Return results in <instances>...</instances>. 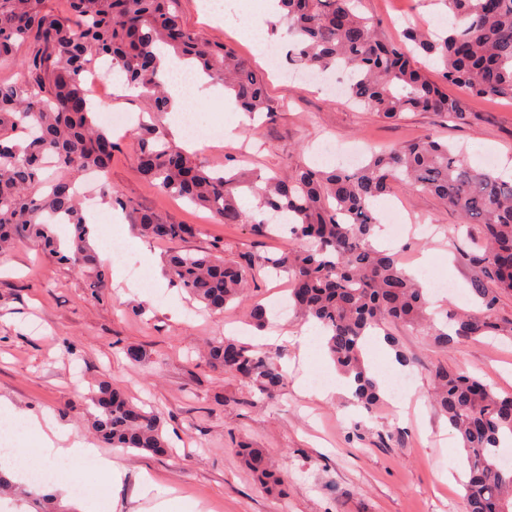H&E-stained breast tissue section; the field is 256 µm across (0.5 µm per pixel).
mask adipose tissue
<instances>
[{"label":"adipose tissue","instance_id":"adipose-tissue-1","mask_svg":"<svg viewBox=\"0 0 512 512\" xmlns=\"http://www.w3.org/2000/svg\"><path fill=\"white\" fill-rule=\"evenodd\" d=\"M163 72H174L187 75V82H172L170 86L171 105L169 112L170 121L174 128H181L188 112L195 110L203 101L213 103L223 102L225 110H233V101H225L221 98V92L217 89H207L208 79L198 66L190 60L180 59L170 53L160 52ZM27 445L19 449L20 462L6 471L7 477L13 484L26 485L28 470L25 466L26 459L31 455H38L43 461H51L57 458L80 459L86 456L96 457L97 480L112 492H119L124 484L126 471L117 458L101 454L99 448L72 431L60 428L52 423H43L36 418H28L26 421Z\"/></svg>","mask_w":512,"mask_h":512}]
</instances>
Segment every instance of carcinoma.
<instances>
[{"mask_svg":"<svg viewBox=\"0 0 512 512\" xmlns=\"http://www.w3.org/2000/svg\"><path fill=\"white\" fill-rule=\"evenodd\" d=\"M47 0H0V64L16 48L28 52L9 81L0 80V248L34 242L88 278L91 294L108 288V274L89 245L81 201L70 178L88 167L107 173L116 145L93 123L92 102L82 79L100 58H108L128 88L146 98L155 112L168 109L161 60L169 47L194 59L215 83L231 92L249 114L274 112L263 80L246 60L184 26L175 0H65L67 15L45 7ZM357 0H278L297 69L339 70L348 77L353 105L386 120L405 112L463 115L462 101L448 95L415 64L413 53L442 65L446 83L477 98L512 101V0H440L452 23L434 37L409 28L405 41L386 43L375 22L356 9ZM53 156L64 176L43 177ZM140 173L172 197L185 198L224 224H248L255 235L274 227L244 212L248 191L259 205L288 216V248L246 257L241 262L216 255L172 251L165 275L208 310L221 314L247 301L258 265L290 280L288 303L324 334L336 368L355 383L363 406L382 398L363 358L366 337L392 324L425 327L437 347L482 336H511L512 322L497 314L499 297L512 292V180L473 168L448 144L423 138L371 154L351 171L298 168L291 177H252L244 172L207 169L183 151L161 142L153 129L138 136ZM399 182L429 193L477 227V238L461 252L475 269L473 313L452 312L443 328L427 314L424 289L395 254L374 244L381 224L373 204ZM73 227L63 245L51 230ZM136 231L153 241L184 242L198 233L193 224H174L152 213L138 215ZM210 368L231 373L268 397L285 385L286 374L269 356L239 340L209 343ZM435 407L443 413L466 452L463 482L467 512H512V468L498 464L496 449L512 437V396L502 397L487 382L436 363L429 369ZM91 429L108 445L155 455L169 444L160 419L134 403L116 384L91 385ZM242 466L270 494H285L270 464V450L234 449Z\"/></svg>","mask_w":512,"mask_h":512,"instance_id":"1","label":"carcinoma"}]
</instances>
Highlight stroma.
Wrapping results in <instances>:
<instances>
[{"label":"stroma","mask_w":512,"mask_h":512,"mask_svg":"<svg viewBox=\"0 0 512 512\" xmlns=\"http://www.w3.org/2000/svg\"><path fill=\"white\" fill-rule=\"evenodd\" d=\"M359 0L358 9L380 24L382 37L401 40L408 24L436 33L447 15L437 0ZM184 25L224 44L263 77L274 106L268 118L235 122L233 113L210 104L191 112L189 126L207 133L208 146L191 149L205 165L231 160L239 169L266 175L305 164L330 170L337 154L404 145L431 136L461 148L468 162L492 173L512 172V102L490 98L465 101L463 119L450 121L432 112H407L387 122L348 104L344 93L326 94L282 79L287 55L270 60L257 53L241 30L258 15L253 0H228L211 13L206 0H176ZM97 122L111 128L114 112H127L142 126L156 128L168 144L177 134L165 115L152 112L137 93L113 85L112 96L97 106ZM112 136L120 149L112 159L109 181L134 211L153 212L180 224L199 227L183 242L186 250L220 246L229 259L279 252L287 234H252L246 224H221L205 210L176 199L148 183L136 164V137L120 129ZM107 198L95 190L88 218L100 217V251L120 241L122 264L109 266L110 286L92 297L77 270L58 264L37 245L26 243L0 254V399L16 411L52 421L92 440L88 418L89 385L107 379L122 386L133 402L146 405L164 425L174 451L152 456L125 451L126 482L114 512H147L154 497L176 491L201 502L205 512H466L463 481L465 453L445 417L430 403L429 367L437 362L481 378L504 395L512 394V339L479 338L441 351L431 336L409 326L392 328L406 364L394 365L377 354L375 342L364 350L384 378L410 376L403 401L384 396L371 409L343 393L323 394L311 384L327 363L324 341L314 325L295 314L269 318L273 331L288 341L267 346L287 372L282 391L266 397L230 373L210 370L199 352L203 341L234 336L253 344L256 328L242 310L228 306L215 315L170 283H156L146 257L164 260L172 246L140 236L134 211H121L122 234L103 218ZM385 224H433L431 237L415 234L389 239L403 267L420 281L437 277L448 290L433 295L430 309L443 318L448 307L475 309L470 292L474 271L457 258L473 233L447 204L394 185L379 199ZM141 348V362L126 359L127 347ZM247 442L272 452L271 465L287 493H264L235 456ZM153 480L141 488L142 475Z\"/></svg>","instance_id":"35a3bbf8"}]
</instances>
